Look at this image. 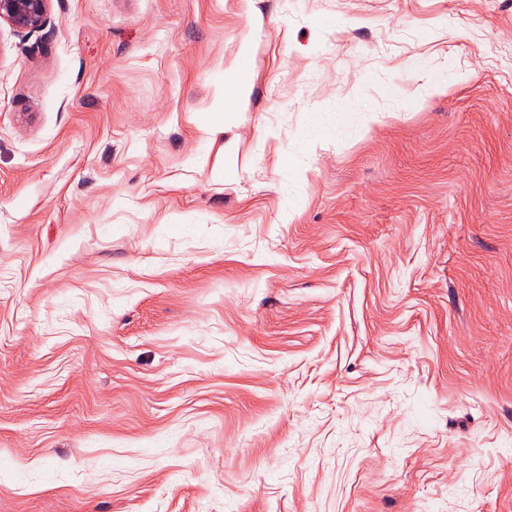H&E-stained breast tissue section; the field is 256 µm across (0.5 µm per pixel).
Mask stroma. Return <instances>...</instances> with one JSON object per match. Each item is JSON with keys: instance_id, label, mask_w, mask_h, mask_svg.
I'll list each match as a JSON object with an SVG mask.
<instances>
[{"instance_id": "stroma-1", "label": "stroma", "mask_w": 512, "mask_h": 512, "mask_svg": "<svg viewBox=\"0 0 512 512\" xmlns=\"http://www.w3.org/2000/svg\"><path fill=\"white\" fill-rule=\"evenodd\" d=\"M511 55L512 0L1 22L0 512H512Z\"/></svg>"}]
</instances>
